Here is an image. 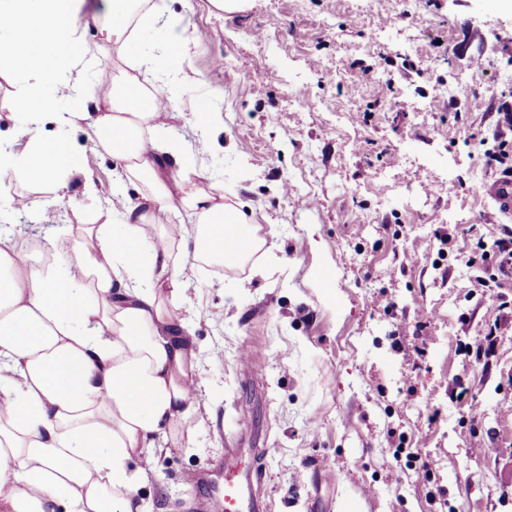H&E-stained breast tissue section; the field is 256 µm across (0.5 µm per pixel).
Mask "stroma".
<instances>
[{
  "instance_id": "1",
  "label": "stroma",
  "mask_w": 512,
  "mask_h": 512,
  "mask_svg": "<svg viewBox=\"0 0 512 512\" xmlns=\"http://www.w3.org/2000/svg\"><path fill=\"white\" fill-rule=\"evenodd\" d=\"M167 6L188 42L149 77L184 85L165 138L266 245L241 266L193 259L178 204L153 240L194 283L175 316L203 410L156 453L142 512H207L231 448L268 512H512V269L477 247L512 234L482 192L485 152L512 148V0ZM68 136L97 194L79 175L53 196L2 178L1 237L64 253L80 225L123 223L114 186L148 193L84 126Z\"/></svg>"
}]
</instances>
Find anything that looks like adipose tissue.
Wrapping results in <instances>:
<instances>
[{"label": "adipose tissue", "instance_id": "ef3b65f1", "mask_svg": "<svg viewBox=\"0 0 512 512\" xmlns=\"http://www.w3.org/2000/svg\"><path fill=\"white\" fill-rule=\"evenodd\" d=\"M81 3L0 0V73L12 77L14 109L27 124L0 143V172L58 190L85 170L67 135L83 122L126 177L149 178L151 191L124 204V224L82 226L67 262H23L14 244L0 243V512H142L136 493L153 447L177 445L200 410L195 342L174 318L190 283L174 272L177 256L152 247L151 232L175 198L194 217V257L242 265L265 245L242 211L188 174L166 172V124L138 75L114 74L109 108L98 111L95 90L77 76L101 60L80 30ZM102 5L117 19L105 38L121 53L138 29L166 27L165 46L145 68L183 54L185 30L165 0ZM48 120L59 129L51 139L39 133ZM244 224L247 244L229 250L225 235Z\"/></svg>", "mask_w": 512, "mask_h": 512}]
</instances>
